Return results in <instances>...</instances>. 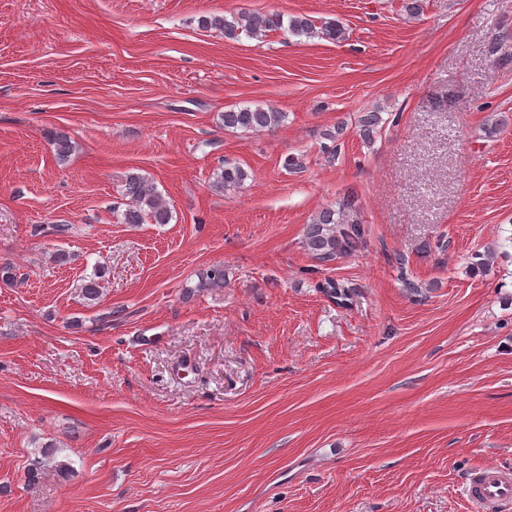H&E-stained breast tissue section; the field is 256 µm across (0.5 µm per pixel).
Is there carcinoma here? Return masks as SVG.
<instances>
[{
	"mask_svg": "<svg viewBox=\"0 0 512 512\" xmlns=\"http://www.w3.org/2000/svg\"><path fill=\"white\" fill-rule=\"evenodd\" d=\"M199 25L205 29L222 32L228 39H236L244 34L255 39H262L272 32L283 31L296 36L320 38L327 41L340 42L345 39V29L337 20L316 23L305 16H292L288 19L278 12L244 11L229 18L219 15L203 16ZM512 36L502 33L493 38L489 44V53L494 60L501 63L512 61ZM284 113L272 108L243 107L228 110L220 115L226 129L244 131H262L281 123ZM383 118L378 112H369L361 119L363 135L370 140L380 131ZM248 178L247 171L236 163L226 162L215 174L214 186L222 191L240 188ZM126 209L122 212V220L126 224H143L150 221L154 224H167L172 213L162 195L143 176L130 174L125 183ZM354 210L353 200L345 198L335 208H325L312 219L305 231V245L314 259L327 263L355 252L366 242V230L357 219L350 217ZM224 286V267L212 266L201 278L200 287L219 288ZM318 290L342 305L349 303L356 295V290L341 280L326 278L317 283ZM80 293L88 302L98 300L101 295L100 276L94 275L81 284ZM59 449L53 444L40 448V458L35 460L28 469V479L38 481L43 468L55 463L63 469L66 463L56 460Z\"/></svg>",
	"mask_w": 512,
	"mask_h": 512,
	"instance_id": "obj_1",
	"label": "carcinoma"
}]
</instances>
